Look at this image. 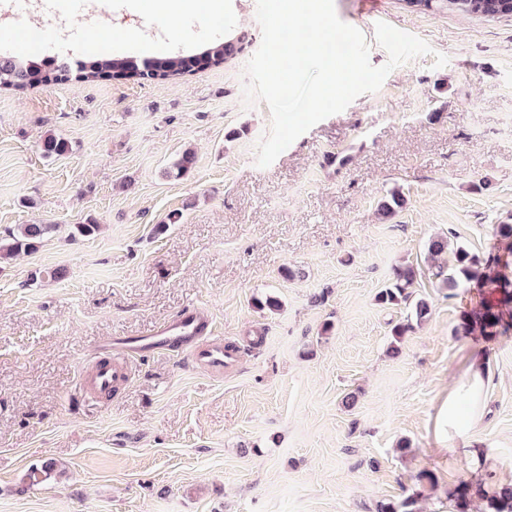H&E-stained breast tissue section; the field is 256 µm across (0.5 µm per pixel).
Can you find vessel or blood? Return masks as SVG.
Masks as SVG:
<instances>
[{
  "label": "vessel or blood",
  "instance_id": "b4317fda",
  "mask_svg": "<svg viewBox=\"0 0 512 512\" xmlns=\"http://www.w3.org/2000/svg\"><path fill=\"white\" fill-rule=\"evenodd\" d=\"M93 350V366L79 382L91 400L126 387L131 365L150 357H179L216 379L236 370L240 361L238 347L220 336L210 311L194 304L144 335L105 337Z\"/></svg>",
  "mask_w": 512,
  "mask_h": 512
}]
</instances>
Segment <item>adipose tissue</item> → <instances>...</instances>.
<instances>
[{
    "instance_id": "1",
    "label": "adipose tissue",
    "mask_w": 512,
    "mask_h": 512,
    "mask_svg": "<svg viewBox=\"0 0 512 512\" xmlns=\"http://www.w3.org/2000/svg\"><path fill=\"white\" fill-rule=\"evenodd\" d=\"M490 378L488 359L483 349H476L455 385L448 392L440 419L449 440L465 436L466 424L480 420L485 412L484 394Z\"/></svg>"
}]
</instances>
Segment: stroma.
I'll return each mask as SVG.
<instances>
[{
    "label": "stroma",
    "instance_id": "35a3bbf8",
    "mask_svg": "<svg viewBox=\"0 0 512 512\" xmlns=\"http://www.w3.org/2000/svg\"><path fill=\"white\" fill-rule=\"evenodd\" d=\"M141 2L99 0L91 23L76 2H21L0 25V51L73 66L100 27L139 60L249 34L227 64L173 81L0 90V232L56 227L0 264V512H377L409 496L415 512H488L492 489L457 499L477 473L439 413L473 349L460 317L497 293L448 290L427 249L446 236L481 254L512 224V17L378 0V19L432 54L262 168L271 114L242 90L257 0H223L218 16L177 2L161 25ZM50 133L68 154L43 155ZM187 149L191 173L165 177ZM329 150L347 152L341 167L324 168ZM393 189L406 203L380 218ZM88 222L99 231L73 237ZM400 264L417 268L431 313L393 357L389 330L408 310L377 294ZM269 296L279 308L257 309ZM192 303L238 340L237 372L159 357L106 404L74 397L97 339L141 335ZM486 352L487 412L470 437L512 484V333ZM49 459L51 476L30 484Z\"/></svg>",
    "mask_w": 512,
    "mask_h": 512
}]
</instances>
